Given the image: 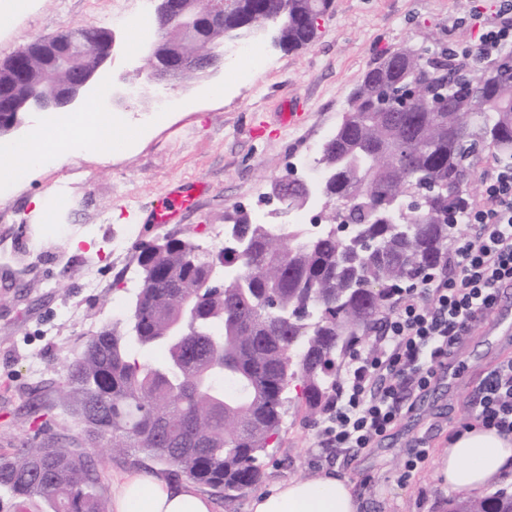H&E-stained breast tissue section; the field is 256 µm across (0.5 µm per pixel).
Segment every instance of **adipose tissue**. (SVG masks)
Returning a JSON list of instances; mask_svg holds the SVG:
<instances>
[{"instance_id": "ef3b65f1", "label": "adipose tissue", "mask_w": 512, "mask_h": 512, "mask_svg": "<svg viewBox=\"0 0 512 512\" xmlns=\"http://www.w3.org/2000/svg\"><path fill=\"white\" fill-rule=\"evenodd\" d=\"M127 141L121 126L92 100L75 115L46 116L1 153L0 177L35 168L48 158L66 161L85 148L109 153ZM434 477L448 490L482 496L512 477V434L481 426L457 432L436 459ZM365 507L348 477L325 471L312 479L276 483L251 498L249 512H364ZM112 512H213V503L192 484L129 472L112 489Z\"/></svg>"}]
</instances>
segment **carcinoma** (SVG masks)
<instances>
[{
	"instance_id": "cac0c4a2",
	"label": "carcinoma",
	"mask_w": 512,
	"mask_h": 512,
	"mask_svg": "<svg viewBox=\"0 0 512 512\" xmlns=\"http://www.w3.org/2000/svg\"><path fill=\"white\" fill-rule=\"evenodd\" d=\"M333 0H238L224 28L196 45L222 58L226 42L263 34L276 17L277 44L310 45L313 11ZM83 70L97 65L92 45L110 32L86 30ZM402 47L370 68L351 94L335 133L315 163L317 194L331 201L317 234L287 224L272 229L241 214L227 225L234 249L224 262L238 276L201 291L213 250L190 235L135 246L141 273L125 319L103 326L67 368L59 398L81 424L75 436L47 430L15 457L0 462V490L12 498L44 500L50 512H110L92 448L111 435L113 456L174 467L202 487L233 500L261 478L288 406L317 410L336 394L337 359L376 328L390 290L417 280L448 259V217L464 218L465 186L477 143L498 164H512V69H465L448 48ZM18 96L36 91L42 59L27 45L4 65ZM465 80L473 99L448 92V112H430L431 94ZM409 84L419 97L407 111L381 107L376 91ZM438 186L421 210L402 209L418 181ZM353 231H338V217ZM199 298L203 331L171 336L177 310L172 288ZM156 349L149 362L136 354ZM448 512H512V493L483 498L459 494Z\"/></svg>"
}]
</instances>
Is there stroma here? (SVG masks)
Returning <instances> with one entry per match:
<instances>
[{
	"mask_svg": "<svg viewBox=\"0 0 512 512\" xmlns=\"http://www.w3.org/2000/svg\"><path fill=\"white\" fill-rule=\"evenodd\" d=\"M475 4L489 12L496 0H335L307 48L288 51L260 37L259 68L237 74L224 66L168 84L174 105L156 114L158 85H147L122 108L111 99L144 74L155 39L154 31L138 27V0H0V60L67 29L107 28L115 46L98 72L109 90L102 107L140 136L130 150L104 157L87 149L26 171L0 191V237L12 242L18 256L0 260V460L13 457L44 418L77 434L58 404V391L68 362L129 308L131 285L112 255V241L126 225H136L142 241L189 233L213 247V225L227 224L239 211L256 216L274 181L308 173L370 67L419 42L424 32L446 45L470 42L475 32L463 20ZM288 112L300 113L297 126L283 124ZM193 183L201 189L180 222L154 223L157 199ZM37 196L62 199L53 223H41L34 212ZM80 229L90 238L71 247ZM89 268L98 270L102 288H86ZM508 358L512 335H497L491 317H483L387 436L357 453L323 447L322 413L289 407L254 492L232 501L216 498L215 512H249L253 493L327 470L349 478L366 512H448L434 462L470 422L484 378ZM421 439L429 455L407 471Z\"/></svg>",
	"mask_w": 512,
	"mask_h": 512,
	"instance_id": "1",
	"label": "stroma"
}]
</instances>
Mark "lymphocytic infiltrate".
Wrapping results in <instances>:
<instances>
[{
  "mask_svg": "<svg viewBox=\"0 0 512 512\" xmlns=\"http://www.w3.org/2000/svg\"><path fill=\"white\" fill-rule=\"evenodd\" d=\"M473 42L456 56L478 67L512 48V0L490 13L474 9ZM469 229L446 267L398 290L380 335L357 352L325 408L320 436L343 450L372 447L401 418L414 393L427 390L475 324L512 288V167H496L483 180L481 203L468 204ZM479 425L512 433V359L496 366L472 405Z\"/></svg>",
  "mask_w": 512,
  "mask_h": 512,
  "instance_id": "f902f5d3",
  "label": "lymphocytic infiltrate"
}]
</instances>
